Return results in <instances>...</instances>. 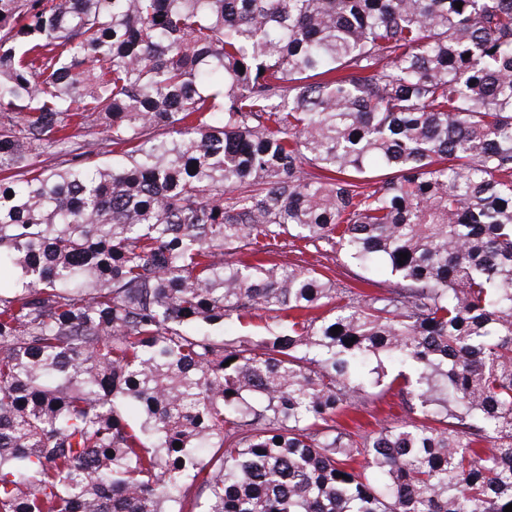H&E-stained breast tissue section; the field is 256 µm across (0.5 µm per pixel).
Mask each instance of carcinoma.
Instances as JSON below:
<instances>
[{
	"mask_svg": "<svg viewBox=\"0 0 512 512\" xmlns=\"http://www.w3.org/2000/svg\"><path fill=\"white\" fill-rule=\"evenodd\" d=\"M2 266L0 512H504L512 0H0ZM292 238L288 237L286 240L282 241V246L280 248V253L278 258V262H281L285 265L290 264H299V265H316L323 264L325 266H329L336 272V278L339 280L341 285H346L348 287L360 286L358 279L360 276L371 277L375 280L382 279L381 277H376L372 274L365 273L360 269L352 266L347 262L346 258L342 253L336 251L328 250L325 252L320 249L319 252H315L313 249L305 250L303 249V254H298L292 250L296 249L291 246Z\"/></svg>",
	"mask_w": 512,
	"mask_h": 512,
	"instance_id": "cac0c4a2",
	"label": "carcinoma"
}]
</instances>
